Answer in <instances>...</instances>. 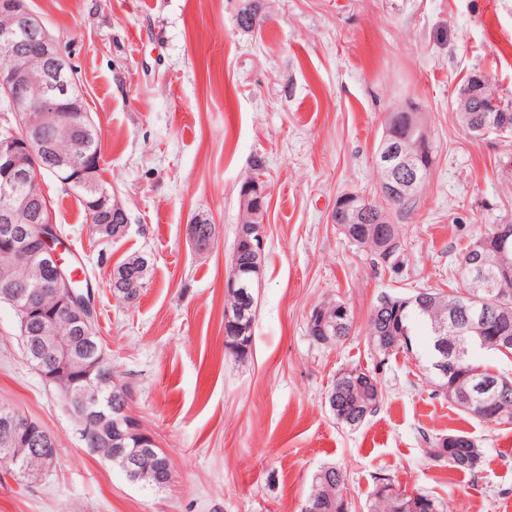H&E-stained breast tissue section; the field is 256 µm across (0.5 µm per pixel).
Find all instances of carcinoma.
<instances>
[{"mask_svg": "<svg viewBox=\"0 0 512 512\" xmlns=\"http://www.w3.org/2000/svg\"><path fill=\"white\" fill-rule=\"evenodd\" d=\"M249 14L247 31L251 32L266 23L268 14L263 8V0H242L237 14L236 22H242V15ZM475 74H470L460 85L455 106L459 114V121L465 134L471 133V127L482 126L488 120H493L490 132L505 134L512 138V99H505L491 89L484 87L480 97L473 100L463 98V91L472 83ZM90 135L83 142V146L76 147L69 140L59 143L61 150L74 153L78 159L98 162L101 158V143L95 122H88ZM80 202L85 211H91V204L104 194L112 193V188L106 186L102 180H97L91 188H78ZM382 210L369 202V214L364 224H338L336 229L348 240L363 244L371 230L382 228L386 238L401 240L400 225L389 221L377 220ZM482 255V261L487 269H493L498 263L499 255L493 246L476 250ZM466 247L465 253L458 264L457 275L463 274V263L471 260L476 252ZM232 260L236 261L240 269L241 281L244 287L235 292L224 294V307L239 308L241 313L235 316V322L224 323V353L243 360L248 357L252 346V326L255 320L256 309L246 303L253 296V282L257 277L261 259L252 255L244 242L235 240ZM451 283L449 291L427 288L425 293H416L414 298L394 294H384L381 299L385 303H377L369 316L366 338L369 346L383 356H391L399 351L409 349L411 335L418 324L424 325L429 331L430 357L427 368L438 380V388L448 397V401L456 405L461 411L470 413L465 405L468 397L474 394L471 379L462 378L464 364L454 363L446 371H440V364L446 359L441 343L447 344V350L460 345L463 339L474 335L469 329L468 303L461 294L467 292L473 296L484 295V288L473 281H459L456 275L448 277ZM496 293L507 301L508 321L506 328L512 331V276L498 282ZM352 317L346 315L344 319L328 322L326 331H321L320 323L308 326V334L319 343L328 338L330 343L336 344L350 335ZM106 377L96 383L101 403L109 408L118 399L119 387L124 381L112 373V364L106 363ZM347 376L334 381L331 390L336 392V404L329 405L336 421L351 429L362 426L380 406L383 398L379 384H363L361 377L365 373L354 367L346 370ZM485 423L512 424V385L504 389V393L489 411L480 415ZM426 454L435 462L443 463L448 467L464 473H474L481 463V451L474 440L463 431H456L448 435L435 438L430 442ZM125 475L132 481H144L157 488L166 486L171 478L170 468L159 465L152 458L142 460L139 465L130 464L121 457L112 459ZM346 477L333 466H324L312 478L307 501L314 503L316 512H347L348 503L342 501V490L345 489ZM419 508L413 510L409 507L410 499L407 491L396 488L390 482L381 483L375 492L370 512H446V507L434 497L420 493Z\"/></svg>", "mask_w": 512, "mask_h": 512, "instance_id": "obj_1", "label": "carcinoma"}]
</instances>
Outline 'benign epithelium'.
I'll list each match as a JSON object with an SVG mask.
<instances>
[{"instance_id":"benign-epithelium-1","label":"benign epithelium","mask_w":512,"mask_h":512,"mask_svg":"<svg viewBox=\"0 0 512 512\" xmlns=\"http://www.w3.org/2000/svg\"><path fill=\"white\" fill-rule=\"evenodd\" d=\"M0 281L16 288L10 294L11 304L27 349L33 352L31 362L47 382L56 385L68 410L76 421L91 433L95 446H104L125 456L134 463L143 455H153L156 442L129 421L126 405L112 409L107 415H94L91 406L97 401L93 383L101 378L103 365L108 360L105 350L86 359L72 337L63 338L58 324L64 322L71 331L93 335L89 323L92 307L79 303L72 295V283L78 280L76 272L62 256L61 245L52 241L58 236L51 218L36 209V196L30 189L31 176L48 166L60 180L69 172L75 176L65 185L84 186L93 181L95 169L87 164L76 167L70 153L58 149L55 140H47L40 129L50 128L60 137L74 135L75 124L62 114L61 99L69 102L68 111H84L83 94L79 85L58 79L70 67L60 50L58 40L43 20L27 5L26 0H0ZM38 112L41 121H29V113ZM406 134L399 140L397 159L386 162L376 159L384 174L380 192L394 199L416 195L421 179L417 156L423 148L426 131L423 130L418 108L408 103L399 109ZM265 188L250 183L243 188V200L253 212L264 209ZM336 218L341 224H360L364 220L363 205L357 196L343 198L336 205ZM90 222L104 241L121 237L127 228L128 215L116 204L105 214L104 209L93 210ZM497 271L489 272L478 262L463 268L465 277L484 284L486 293L494 294L493 282L512 272V261L505 251ZM18 268L35 272L41 287L25 295L19 289L28 282L14 276ZM498 298H485L478 305L469 306L472 330L477 333L473 349L490 350L512 356V336L505 331L488 335L490 313L497 310ZM33 319L40 321L39 336H27V326ZM52 437L31 418L15 412H0V447L12 463H17L26 449L39 454L42 464L24 472V480L37 482L57 463Z\"/></svg>"}]
</instances>
